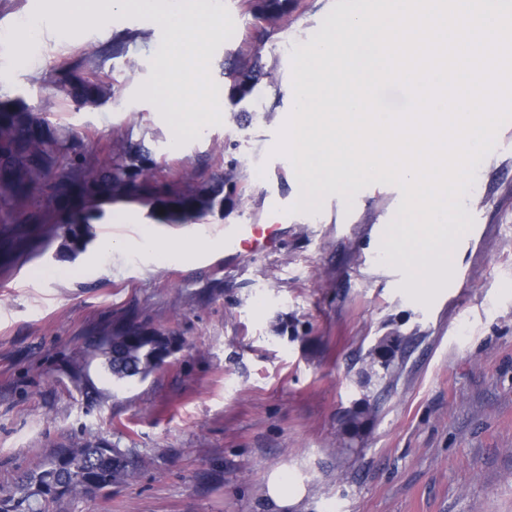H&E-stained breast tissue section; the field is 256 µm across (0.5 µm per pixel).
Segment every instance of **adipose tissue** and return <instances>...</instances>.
I'll use <instances>...</instances> for the list:
<instances>
[{
	"label": "adipose tissue",
	"mask_w": 512,
	"mask_h": 512,
	"mask_svg": "<svg viewBox=\"0 0 512 512\" xmlns=\"http://www.w3.org/2000/svg\"><path fill=\"white\" fill-rule=\"evenodd\" d=\"M119 10L151 15L156 7L153 0H76L69 15L73 36H81L88 28H105L109 17ZM210 29L211 13L204 8L189 21L178 14L166 20L168 49L158 64L151 94L166 112L177 142L186 132L201 130L222 118L206 92Z\"/></svg>",
	"instance_id": "adipose-tissue-1"
}]
</instances>
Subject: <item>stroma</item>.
Listing matches in <instances>:
<instances>
[{
    "instance_id": "1",
    "label": "stroma",
    "mask_w": 512,
    "mask_h": 512,
    "mask_svg": "<svg viewBox=\"0 0 512 512\" xmlns=\"http://www.w3.org/2000/svg\"><path fill=\"white\" fill-rule=\"evenodd\" d=\"M157 3L212 11L208 96L223 121L172 146L145 92L167 49L164 27L117 12L111 35L90 28L76 39L63 29L68 0H0V30L15 34L0 40V72L11 77L0 102L23 100L100 157L143 144L167 179L189 168L206 180L235 163L250 202H225L205 223L278 224L280 242L261 256L203 247L165 262L99 258L109 237L183 234L139 204L121 223L104 206L79 249L51 224L0 225V497L56 444L97 440L127 451L135 480L50 512H279L266 477L281 466L307 489L286 512H512V144L481 157L462 196L479 224L472 243L448 252L462 280L418 290L408 256L375 255L384 190L357 198L349 223L332 195L299 220L286 213L289 169L270 164L294 102L291 57L343 0H300L265 47L282 79L279 105L259 92L239 116L220 90L225 59L258 35L244 0ZM135 32L146 40L113 56L115 36ZM86 55L118 85V102L79 108L55 96V75ZM132 326L173 336L177 350L146 380L118 383L98 346ZM385 336L401 348L389 368L368 370Z\"/></svg>"
}]
</instances>
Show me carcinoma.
I'll list each match as a JSON object with an SVG mask.
<instances>
[{
	"label": "carcinoma",
	"mask_w": 512,
	"mask_h": 512,
	"mask_svg": "<svg viewBox=\"0 0 512 512\" xmlns=\"http://www.w3.org/2000/svg\"><path fill=\"white\" fill-rule=\"evenodd\" d=\"M246 6L266 27L249 52L231 55L225 62L224 75L230 82L224 85V99L237 105L262 87L273 97L269 108L273 112L281 98V80L275 67L263 62V52L267 41L288 24L298 0H246ZM53 85L58 97L79 108L98 106L119 95L118 88L73 71L60 73ZM0 124L35 128L39 133L38 140L28 144L8 139L0 142V154L9 156L12 163L0 174L3 226L29 224L37 214L43 224L57 223L44 189H37L30 198L10 191L12 180L33 176L34 164L85 194L81 208L67 221L66 233L74 245L85 242L86 224L105 204L140 202L152 206L165 224H194L237 191L238 178L232 163L224 170V183L220 184L198 181L193 170L185 171L177 180L162 179L152 153L140 144L115 149L105 159L92 157L77 150V140L70 131L50 125L25 103H0ZM165 340L166 336L156 329L117 332L101 342V354L116 379L144 380L161 367L159 351ZM399 345V337L386 336L372 356L387 369ZM135 477L127 453L120 448L114 446L112 454L106 455L96 442L61 445L26 474L25 485L18 488L21 498L0 499V512H48L49 505L59 499L77 493L88 495Z\"/></svg>",
	"instance_id": "1"
}]
</instances>
